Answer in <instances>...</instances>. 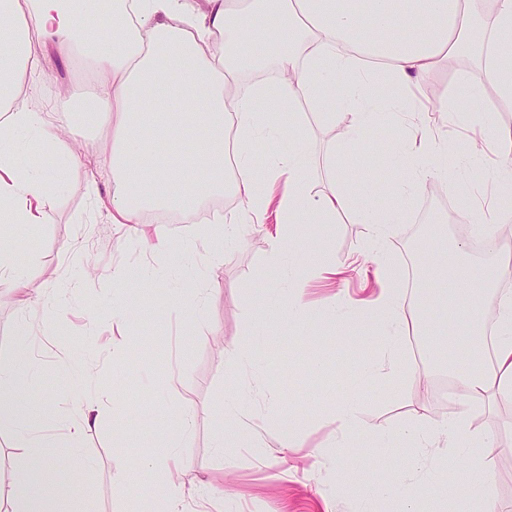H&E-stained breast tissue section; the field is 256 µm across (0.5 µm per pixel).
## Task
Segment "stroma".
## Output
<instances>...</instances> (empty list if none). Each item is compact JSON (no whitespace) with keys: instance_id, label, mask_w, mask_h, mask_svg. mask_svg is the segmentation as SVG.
I'll return each mask as SVG.
<instances>
[{"instance_id":"35a3bbf8","label":"stroma","mask_w":512,"mask_h":512,"mask_svg":"<svg viewBox=\"0 0 512 512\" xmlns=\"http://www.w3.org/2000/svg\"><path fill=\"white\" fill-rule=\"evenodd\" d=\"M484 79L468 57L459 56L435 72L429 86L457 97L461 83ZM335 113L332 119L308 115V140L317 151L335 147L337 168L351 170L356 181L399 177L400 169L389 166L382 153L389 142L414 129L444 126L452 138L448 161L453 175L435 172L416 194L404 223L391 225L379 245L371 244L369 225L357 223L350 214L332 224L303 225L309 244L346 267L333 279L323 274L309 278L304 300L315 310L337 301L346 324L352 325L363 319L378 293L379 264L400 267L412 252L431 256L446 245L467 243L480 218L479 201L495 192L490 176L495 156L489 151L469 165H458V157L468 150L465 133L434 112L383 115L372 134L355 133L350 111L339 107ZM356 136L359 147L347 152ZM166 230L169 249L154 252L131 228L110 223L106 211L93 210L80 169L62 181L44 224L10 229L18 264L43 291L30 314L36 327L30 349L41 362L31 392L46 417L44 432L62 441L81 406L92 402L97 408L98 423L85 434L79 450L93 463L92 471L81 475V512H145L147 500L137 491L139 465L175 438V414L185 405L194 413L193 434L179 449L181 479L191 489L185 512H357L358 491L355 484L337 480L339 463L375 482L403 475L405 463L396 454L390 467L380 466L362 438L338 457L317 456V449L336 439V425L328 416L334 401L357 389L360 418L369 428L415 426L423 416L445 419L456 410V400L441 401L430 381L394 376L356 383L360 357L380 354L376 340L353 343L322 319L297 326L273 312L256 316L252 297L279 284L281 262L270 245L274 224H244L225 238L220 293L208 320L171 313L173 290L160 271L181 264L197 272L208 243L190 223L170 224ZM116 266L129 268L131 277L113 281ZM125 296L134 298L135 307L124 355L117 362L106 340L112 334L113 303ZM90 314L99 318L92 334L83 328ZM254 317L267 331L257 361L231 368V351L244 342L246 325ZM316 356L322 370L314 375L309 366ZM244 389L251 397L250 412L261 425L260 447L278 448L289 430L297 432L301 450L288 479H281L275 465L260 464L253 449L219 452L212 446L224 421V400ZM510 422L512 400L497 401L489 410L475 408L471 418L472 429L499 434L493 497L500 512H512ZM203 478L229 487L232 498L222 501L203 494L196 487Z\"/></svg>"}]
</instances>
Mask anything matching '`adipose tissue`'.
Wrapping results in <instances>:
<instances>
[{
	"label": "adipose tissue",
	"instance_id": "1",
	"mask_svg": "<svg viewBox=\"0 0 512 512\" xmlns=\"http://www.w3.org/2000/svg\"><path fill=\"white\" fill-rule=\"evenodd\" d=\"M99 0H0V223H44L45 210L66 173L84 168L93 188L94 204L105 209L111 223L132 224L152 250L169 247L163 224L148 223L145 212H178L195 217L204 204L232 193L239 202L232 218L217 212L199 227L201 237H224L225 221L260 222L274 215L282 228L297 224H332L339 213L352 212L369 225L374 242H381L390 225L401 223L405 207L429 176L424 159L444 153L440 138L421 134L414 143L397 142L388 154L394 166L407 169L405 181L381 186L361 182L357 192L335 189V154L312 152L304 136H287L274 116L288 125L302 124L303 107L335 105L352 111L357 127L377 122L380 112L405 111L396 89L423 87L433 72L447 66L461 46L474 52L485 82L464 84L471 99H496L512 108V0H488L486 17H479L477 0H120L112 14L111 32L87 25ZM271 16L279 21L268 36L247 37L249 21ZM79 63L96 90L71 108L47 104L34 111L30 100L36 84L25 75L51 79L48 56ZM103 126L83 153L69 151L63 133L80 126ZM287 125V126H288ZM499 190L490 220L512 216V129L498 131ZM33 134L52 157L48 169L33 170L18 162L25 152L20 136ZM187 140L185 150L159 154L157 139ZM286 142L269 164L257 167L259 146ZM320 176L330 189L311 195V176ZM112 190L101 196L99 181ZM387 193L395 207L371 208V195ZM0 232V295L13 297L22 312L37 303L38 289L18 265ZM288 289L268 288L253 301L260 313L277 309L291 323L309 310L301 287L303 270L335 272L327 255L308 245L290 249ZM220 257L209 254L203 275L190 301L174 299L175 308H190L195 319L209 316L218 281ZM427 286L420 292V316L450 303L461 305L465 320L442 334L444 351L483 326V302L494 281L457 255L440 253L423 265ZM382 288L371 317L385 345L387 364L364 363L362 375L380 379L385 371L405 367L409 378L427 379V371L403 366L408 323L400 268L378 270ZM33 326L21 321L16 350L0 362V434L36 458L39 468L17 471L8 486L0 485L6 512H57L59 496L78 497L80 486L72 470L59 467L56 445L38 434L20 405V394L37 370L28 340ZM492 360L475 346L464 366L449 365L448 375L459 386V409L451 419H430L422 427L404 430H365L356 391L338 398L330 416L338 438L325 453L356 435L369 436L372 451L383 448H434L458 458L463 467L456 480L436 485L443 498H466L474 512H495L490 494L493 468L477 458L479 448H494L492 433L469 428L472 407H491L497 399L512 400V293L498 299ZM177 442L155 449L143 461L145 488H161L160 512H183V483L178 441L193 430L189 409L176 418ZM256 428L245 410L244 397L226 400L224 423L215 446L251 448ZM362 512H374L378 500L396 498L402 512H417L414 488L398 480L372 483L359 478Z\"/></svg>",
	"mask_w": 512,
	"mask_h": 512
}]
</instances>
